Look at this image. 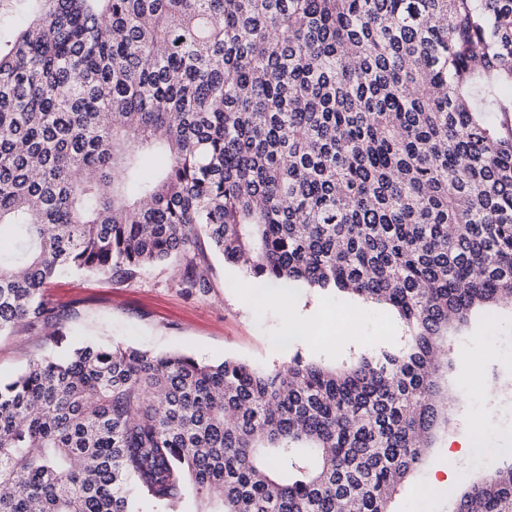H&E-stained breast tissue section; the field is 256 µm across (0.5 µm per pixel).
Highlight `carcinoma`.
Wrapping results in <instances>:
<instances>
[{
  "instance_id": "obj_1",
  "label": "carcinoma",
  "mask_w": 512,
  "mask_h": 512,
  "mask_svg": "<svg viewBox=\"0 0 512 512\" xmlns=\"http://www.w3.org/2000/svg\"><path fill=\"white\" fill-rule=\"evenodd\" d=\"M0 41V337L61 270L204 248L391 307L397 350L261 371L114 342L0 382V512H390L448 426V324L512 297V0H22ZM161 159L157 175L142 156ZM455 512H512V463Z\"/></svg>"
}]
</instances>
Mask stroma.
<instances>
[{"label":"stroma","mask_w":512,"mask_h":512,"mask_svg":"<svg viewBox=\"0 0 512 512\" xmlns=\"http://www.w3.org/2000/svg\"><path fill=\"white\" fill-rule=\"evenodd\" d=\"M208 294L188 292L176 269L159 265L138 277L119 282L103 276L61 274L47 295L62 307L60 330L65 347L88 341L122 342L152 352L179 350L209 362L236 359L267 371L288 365L294 356L336 367L349 364L357 354L347 340L343 314L357 308L368 347H394L389 327L399 318L388 306L356 296L305 284L290 288L289 301L254 306L249 280L238 268L210 258ZM318 324L310 341L283 344L288 324L296 316ZM454 367L448 374L451 424L439 433L425 463L403 484L393 512H452L454 498L439 497L423 505L415 499L419 483L438 468L449 437L472 428L483 431L492 443L489 454L463 456L467 479L512 462V306L494 305L474 310L466 325L448 337ZM45 350L44 333L22 329L0 337V380L19 373L31 357ZM481 366L483 379H495L499 388L495 414L483 418L485 402L472 378Z\"/></svg>","instance_id":"1"}]
</instances>
